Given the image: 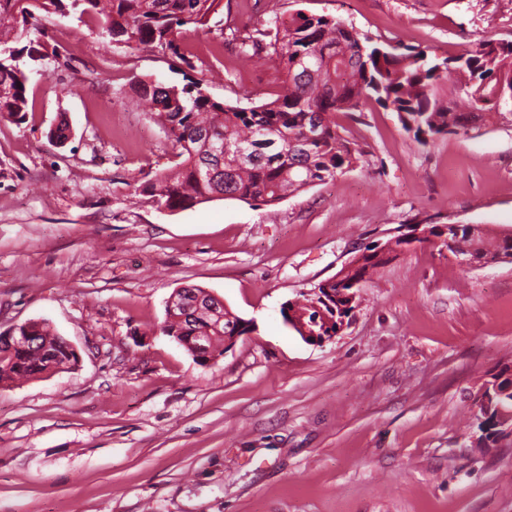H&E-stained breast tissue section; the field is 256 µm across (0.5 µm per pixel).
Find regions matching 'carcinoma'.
Segmentation results:
<instances>
[{
  "label": "carcinoma",
  "instance_id": "carcinoma-1",
  "mask_svg": "<svg viewBox=\"0 0 512 512\" xmlns=\"http://www.w3.org/2000/svg\"><path fill=\"white\" fill-rule=\"evenodd\" d=\"M63 17L69 13L95 23L117 44L168 49L182 60L178 37L199 29L223 14L222 0H0V117L25 120L27 83L38 71L44 54L29 44H14L41 30L40 13ZM239 59L276 61L281 89L276 98L258 106L238 107L217 102L200 83L181 88L140 81L136 97L155 112L167 138L178 149L181 162L151 177L143 192L156 208L185 209L214 199L275 205L288 195L326 183L352 168L361 153L338 129V112H360L369 101L398 113L403 129L426 145L448 135H466V123L475 113L485 124L512 115V101L496 99L500 83L512 84V41L487 40L473 51L454 58H430L422 51L379 43L361 35L343 21L301 11L243 31L234 29ZM29 62H24L23 57ZM457 81L448 85V73ZM259 158L245 161L238 148ZM454 247L481 261L512 256V234L488 237L462 230ZM365 263L347 273L341 304L354 311L359 289L394 252L378 254L366 248ZM200 287L176 291L180 306L166 310L160 326L165 336L184 341L206 337L210 354H224V334L250 333L252 324L241 317L201 313L193 316L181 307ZM24 343L0 335V383L24 381L45 373L71 370L78 354L49 322L20 326ZM504 369L494 376L502 394L477 414L486 446L500 434L499 411L512 412V380Z\"/></svg>",
  "mask_w": 512,
  "mask_h": 512
}]
</instances>
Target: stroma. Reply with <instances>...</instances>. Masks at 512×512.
Wrapping results in <instances>:
<instances>
[{
    "label": "stroma",
    "mask_w": 512,
    "mask_h": 512,
    "mask_svg": "<svg viewBox=\"0 0 512 512\" xmlns=\"http://www.w3.org/2000/svg\"><path fill=\"white\" fill-rule=\"evenodd\" d=\"M223 4L241 29L300 10L438 57L512 40V0ZM43 30L27 120L0 119V333L48 319L80 360L0 384V512H512V435L477 446L474 405L512 368V263L466 270L417 243L333 340L306 343L281 314L422 220L512 231V123L423 146L370 102L336 116L361 153L336 179L273 206L162 212L138 188L177 150L134 81L249 107L279 73L216 30L186 34L189 66L73 18ZM188 286L252 323L207 367L158 332Z\"/></svg>",
    "instance_id": "obj_1"
}]
</instances>
